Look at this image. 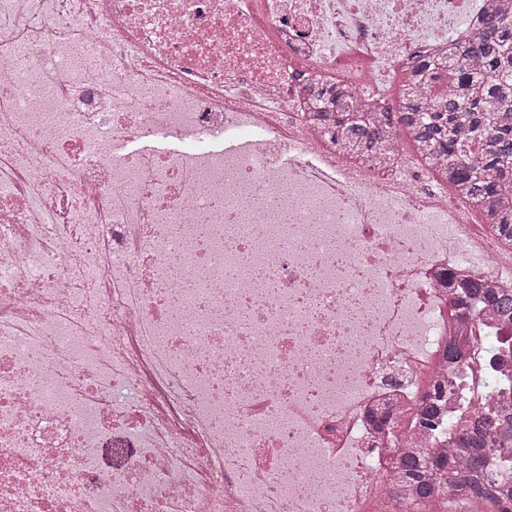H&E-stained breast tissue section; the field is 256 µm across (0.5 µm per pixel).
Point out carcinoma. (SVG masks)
I'll return each instance as SVG.
<instances>
[{
    "label": "carcinoma",
    "instance_id": "cac0c4a2",
    "mask_svg": "<svg viewBox=\"0 0 512 512\" xmlns=\"http://www.w3.org/2000/svg\"><path fill=\"white\" fill-rule=\"evenodd\" d=\"M314 93L313 120L342 152L381 165L379 153L393 151L398 129H405L436 178L482 214L496 238L512 241V0H490L480 27L452 44L443 66L422 63L403 75L399 112H351L343 104L348 92L324 84ZM447 285L457 294L460 317L474 315L479 302L512 320V289L478 281L461 286L451 276ZM446 396L443 383L431 387L420 426L434 430ZM491 456L512 471V402L495 413H471L444 453H404L397 471L402 500L411 508L448 503L465 512L477 499L483 512H512V479L484 472Z\"/></svg>",
    "mask_w": 512,
    "mask_h": 512
}]
</instances>
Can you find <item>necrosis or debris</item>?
<instances>
[{
    "mask_svg": "<svg viewBox=\"0 0 512 512\" xmlns=\"http://www.w3.org/2000/svg\"><path fill=\"white\" fill-rule=\"evenodd\" d=\"M485 8L0 0V512H400V448L512 399V327L446 285L511 286L512 246L403 150L346 159L305 92L399 111ZM157 129L187 151L112 158ZM447 388L448 385L438 382L427 392L419 414L418 423L421 427L435 430V425L439 424V402L447 396Z\"/></svg>",
    "mask_w": 512,
    "mask_h": 512,
    "instance_id": "obj_1",
    "label": "necrosis or debris"
}]
</instances>
